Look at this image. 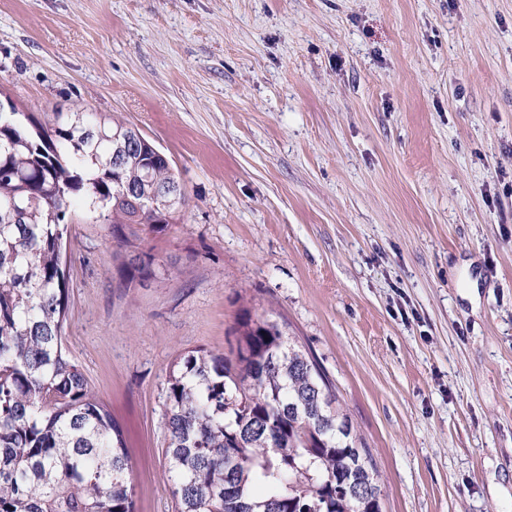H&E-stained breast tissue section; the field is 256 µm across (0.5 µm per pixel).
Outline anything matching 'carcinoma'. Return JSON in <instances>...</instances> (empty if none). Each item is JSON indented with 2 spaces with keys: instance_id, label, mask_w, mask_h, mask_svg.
I'll list each match as a JSON object with an SVG mask.
<instances>
[{
  "instance_id": "obj_1",
  "label": "carcinoma",
  "mask_w": 512,
  "mask_h": 512,
  "mask_svg": "<svg viewBox=\"0 0 512 512\" xmlns=\"http://www.w3.org/2000/svg\"><path fill=\"white\" fill-rule=\"evenodd\" d=\"M136 140L118 168L113 153ZM178 182L139 131L97 112L48 127L0 112V512H134L123 434L64 339L68 211L120 232H161L185 193L136 207ZM237 350L182 354L167 379L165 448L178 512H385L371 449L336 387L288 324L238 314ZM360 479L355 496L344 478Z\"/></svg>"
}]
</instances>
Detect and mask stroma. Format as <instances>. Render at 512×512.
<instances>
[{
  "mask_svg": "<svg viewBox=\"0 0 512 512\" xmlns=\"http://www.w3.org/2000/svg\"><path fill=\"white\" fill-rule=\"evenodd\" d=\"M0 104L118 115L185 192L65 246L134 512H177L167 374L244 306L333 380L385 512H512V0H0Z\"/></svg>",
  "mask_w": 512,
  "mask_h": 512,
  "instance_id": "1",
  "label": "stroma"
}]
</instances>
